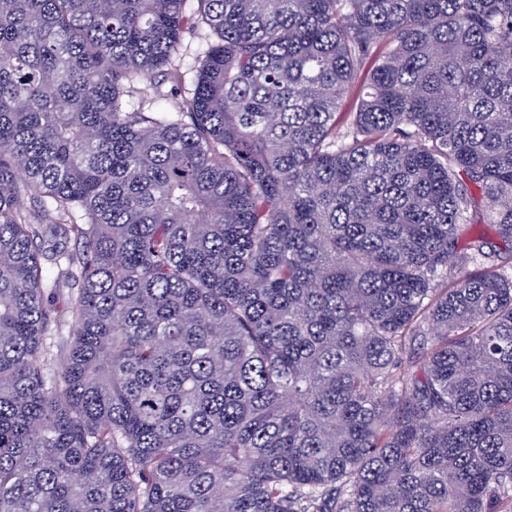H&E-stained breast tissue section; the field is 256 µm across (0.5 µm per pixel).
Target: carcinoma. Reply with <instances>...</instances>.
<instances>
[{"instance_id":"1","label":"carcinoma","mask_w":512,"mask_h":512,"mask_svg":"<svg viewBox=\"0 0 512 512\" xmlns=\"http://www.w3.org/2000/svg\"><path fill=\"white\" fill-rule=\"evenodd\" d=\"M193 2L0 0V512H512V0ZM213 42V37L207 27L199 28L192 34H188L179 51L171 58L169 68H178L183 75L184 87L178 93H170L169 89L171 84L167 83L162 87L165 94H168L167 100L162 102L153 101L154 94L148 88L145 81H140L134 84L124 97V104L128 111L141 110L142 112H157L161 110L160 106H165L171 110L177 107L178 102L184 96V92L193 89V81L195 76V66L197 59L203 55V52ZM168 92V93H167ZM64 269L65 264L63 262H61V267L57 268L56 266H47L46 269V287L49 290L53 289V291H55L54 297L56 308L62 313L59 316V323L56 331H54L53 335L50 336V339L47 340V343L50 344L48 345L49 350L44 357V363L45 368L49 372H53L55 370L54 356L69 336L71 319L69 315L66 314V311L71 300L77 293L76 285H72L73 283L71 281H67L63 276L64 274H62V270Z\"/></svg>"}]
</instances>
